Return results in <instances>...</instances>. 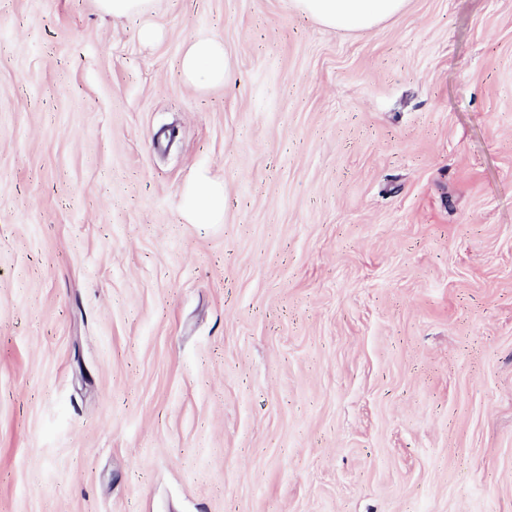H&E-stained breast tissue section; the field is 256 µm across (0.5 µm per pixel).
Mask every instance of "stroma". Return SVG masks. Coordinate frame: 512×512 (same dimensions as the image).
I'll list each match as a JSON object with an SVG mask.
<instances>
[{"instance_id":"obj_1","label":"stroma","mask_w":512,"mask_h":512,"mask_svg":"<svg viewBox=\"0 0 512 512\" xmlns=\"http://www.w3.org/2000/svg\"><path fill=\"white\" fill-rule=\"evenodd\" d=\"M0 512H512V0H0ZM98 2L103 13L112 18H122L147 12L152 0H98ZM406 0H294L296 9L332 29L370 31ZM183 69L188 77H204L221 82L230 72V60L224 45L210 37L200 36L190 44L183 58ZM187 205L192 219L201 224H219L224 216V185L203 177L188 190Z\"/></svg>"}]
</instances>
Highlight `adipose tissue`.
<instances>
[{
  "instance_id": "obj_1",
  "label": "adipose tissue",
  "mask_w": 512,
  "mask_h": 512,
  "mask_svg": "<svg viewBox=\"0 0 512 512\" xmlns=\"http://www.w3.org/2000/svg\"><path fill=\"white\" fill-rule=\"evenodd\" d=\"M406 0H294L296 9L332 29L369 31L400 12ZM188 77L212 82L226 79L230 60L221 42L206 36L195 38L183 58ZM187 205L194 221L221 223L224 216V186L209 179L188 190Z\"/></svg>"
}]
</instances>
